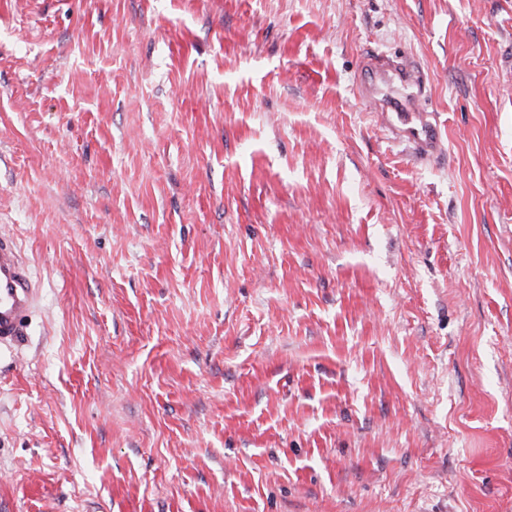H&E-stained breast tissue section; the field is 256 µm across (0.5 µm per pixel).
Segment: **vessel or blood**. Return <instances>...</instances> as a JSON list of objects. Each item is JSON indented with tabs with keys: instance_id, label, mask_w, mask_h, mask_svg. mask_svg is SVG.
<instances>
[{
	"instance_id": "1",
	"label": "vessel or blood",
	"mask_w": 512,
	"mask_h": 512,
	"mask_svg": "<svg viewBox=\"0 0 512 512\" xmlns=\"http://www.w3.org/2000/svg\"><path fill=\"white\" fill-rule=\"evenodd\" d=\"M367 67L372 73L370 85L380 98V109L391 115L390 131L412 145L416 155L435 152L439 137L424 113L415 111L413 102L421 92V83L407 64L385 55L371 56ZM39 285L24 261L16 241L0 234V348L15 344L22 323L35 307Z\"/></svg>"
}]
</instances>
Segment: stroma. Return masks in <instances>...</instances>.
Segmentation results:
<instances>
[{
  "label": "stroma",
  "mask_w": 512,
  "mask_h": 512,
  "mask_svg": "<svg viewBox=\"0 0 512 512\" xmlns=\"http://www.w3.org/2000/svg\"><path fill=\"white\" fill-rule=\"evenodd\" d=\"M1 231L0 512H512V0H0ZM366 67L372 72L373 78L363 93L369 96L373 90L374 94L380 96L379 112L391 114L394 119L388 125L389 130L396 137L405 138L420 157L435 152L440 145L435 126L426 119L425 113L413 109V101L422 92L415 72L407 64L385 55L371 56ZM393 93L402 97L393 96ZM39 285L24 261L16 241L0 234V348L21 336L24 319L35 307Z\"/></svg>",
  "instance_id": "stroma-1"
}]
</instances>
